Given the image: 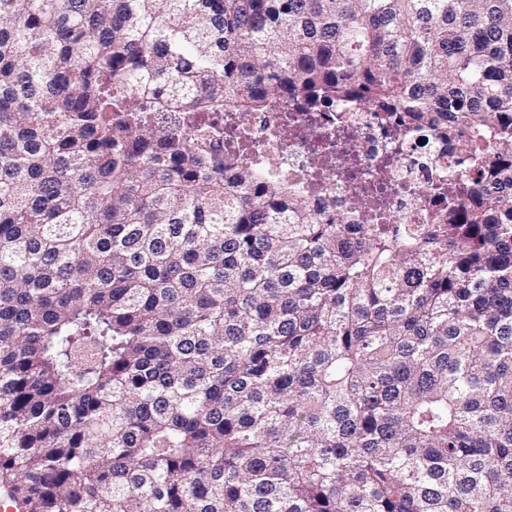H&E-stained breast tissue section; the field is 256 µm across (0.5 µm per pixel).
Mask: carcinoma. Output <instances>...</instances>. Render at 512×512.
<instances>
[{
	"label": "carcinoma",
	"instance_id": "1",
	"mask_svg": "<svg viewBox=\"0 0 512 512\" xmlns=\"http://www.w3.org/2000/svg\"><path fill=\"white\" fill-rule=\"evenodd\" d=\"M464 125L446 224H323L146 112ZM17 512H512V0H0Z\"/></svg>",
	"mask_w": 512,
	"mask_h": 512
}]
</instances>
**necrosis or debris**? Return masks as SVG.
I'll use <instances>...</instances> for the list:
<instances>
[{
	"label": "necrosis or debris",
	"instance_id": "4bbe7bcc",
	"mask_svg": "<svg viewBox=\"0 0 512 512\" xmlns=\"http://www.w3.org/2000/svg\"><path fill=\"white\" fill-rule=\"evenodd\" d=\"M468 137H453L382 114L361 105L339 104L323 112H255L246 123L208 114L199 118L195 143L208 151L236 156L265 176L288 183L326 224H362L364 211L353 200L384 185L388 208L399 224H444L448 209L429 188L466 174L472 187L493 181L490 169L461 153ZM455 165H448V158Z\"/></svg>",
	"mask_w": 512,
	"mask_h": 512
}]
</instances>
